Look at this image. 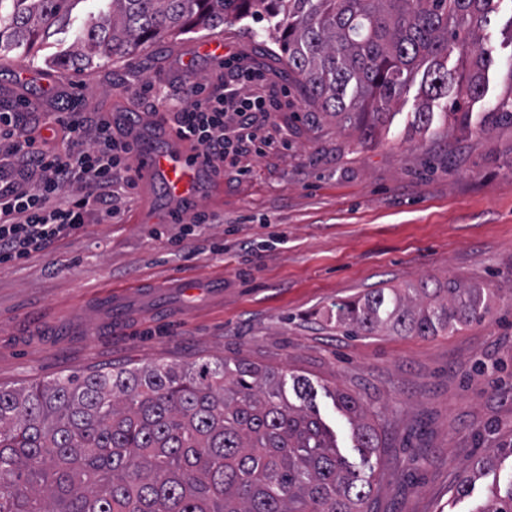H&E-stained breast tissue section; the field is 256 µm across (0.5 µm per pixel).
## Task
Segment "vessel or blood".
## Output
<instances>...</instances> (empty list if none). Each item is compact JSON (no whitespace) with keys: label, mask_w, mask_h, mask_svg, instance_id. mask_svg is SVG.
Here are the masks:
<instances>
[{"label":"vessel or blood","mask_w":512,"mask_h":512,"mask_svg":"<svg viewBox=\"0 0 512 512\" xmlns=\"http://www.w3.org/2000/svg\"><path fill=\"white\" fill-rule=\"evenodd\" d=\"M169 139L167 147L159 149L138 148L137 170L140 180L161 184L174 203L192 201L198 194L203 178L212 170L201 157L174 147L177 132L165 128Z\"/></svg>","instance_id":"obj_1"}]
</instances>
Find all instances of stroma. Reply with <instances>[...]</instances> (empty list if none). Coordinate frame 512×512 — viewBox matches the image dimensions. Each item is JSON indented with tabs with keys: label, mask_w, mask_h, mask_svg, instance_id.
I'll use <instances>...</instances> for the list:
<instances>
[{
	"label": "stroma",
	"mask_w": 512,
	"mask_h": 512,
	"mask_svg": "<svg viewBox=\"0 0 512 512\" xmlns=\"http://www.w3.org/2000/svg\"><path fill=\"white\" fill-rule=\"evenodd\" d=\"M107 0H80L69 26L31 51L0 59V111L29 129L69 102L149 121L139 97L152 85L176 92L210 83L220 68L204 45L262 71L263 91L283 93L264 132L262 155L203 183L192 211L217 223L179 241L170 199L158 185L116 189L112 224H88L48 252L0 266V386L22 388L115 367L200 363L216 356L302 375L315 409L351 463L361 457L336 392L357 398L379 435L370 512H483L493 486L512 483V124L489 131L452 127L444 101L426 131L411 125L418 93L394 106L374 138L316 111L288 79L267 23L245 19L188 33L124 58L66 69L56 63ZM486 44L499 60L472 103L492 108L512 59V0H496ZM200 283L190 294L172 278ZM456 280L485 289L486 318L439 336H352L338 304L374 288ZM212 281L224 284L211 293ZM126 291L131 318L114 323L91 309ZM493 456L491 467L478 463ZM477 475L466 496L464 468Z\"/></svg>",
	"instance_id": "1"
}]
</instances>
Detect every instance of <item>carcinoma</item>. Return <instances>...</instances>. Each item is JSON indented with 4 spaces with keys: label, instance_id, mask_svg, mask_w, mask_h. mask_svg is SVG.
I'll return each instance as SVG.
<instances>
[{
    "label": "carcinoma",
    "instance_id": "obj_1",
    "mask_svg": "<svg viewBox=\"0 0 512 512\" xmlns=\"http://www.w3.org/2000/svg\"><path fill=\"white\" fill-rule=\"evenodd\" d=\"M81 0H0V57L33 49ZM494 0H110L61 66L122 57L228 19L275 18L274 43L309 104L367 140L420 82L430 102L485 131L512 122V90L477 116L495 64L481 32ZM457 63L448 68V58ZM422 78H417V75ZM487 314L480 288L448 281L376 288L336 308L361 335L436 336ZM214 358L0 387V512H369L372 480L338 450L309 380ZM361 456L378 436L353 396L336 394ZM482 512H512V486Z\"/></svg>",
    "mask_w": 512,
    "mask_h": 512
}]
</instances>
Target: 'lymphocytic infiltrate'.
Masks as SVG:
<instances>
[{
    "label": "lymphocytic infiltrate",
    "instance_id": "1",
    "mask_svg": "<svg viewBox=\"0 0 512 512\" xmlns=\"http://www.w3.org/2000/svg\"><path fill=\"white\" fill-rule=\"evenodd\" d=\"M225 72L208 94L198 83H186L181 102L170 104L173 125L182 140L214 169L257 141L259 118H271L275 106L264 97L247 92L249 83L262 80L261 72L225 60ZM19 115L0 112V139L12 142L9 156H0V265L18 262L45 252L55 243L78 236L89 217L108 223L117 215L112 187L124 175L128 188L136 182L130 164V144L116 135L104 118L95 125L91 147H81L89 124L76 107L56 119L72 143L59 151L39 147L32 136L21 135ZM79 184L76 196L64 189Z\"/></svg>",
    "mask_w": 512,
    "mask_h": 512
}]
</instances>
